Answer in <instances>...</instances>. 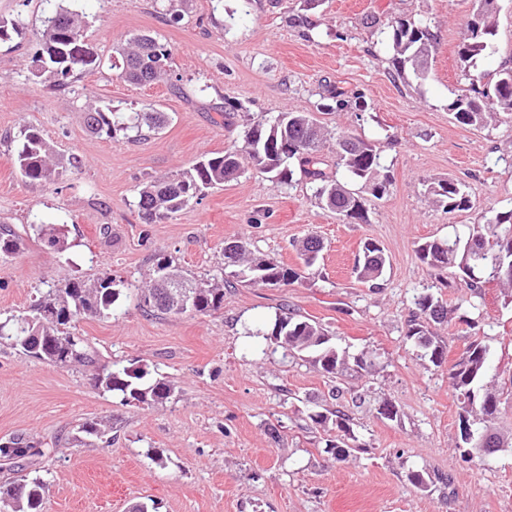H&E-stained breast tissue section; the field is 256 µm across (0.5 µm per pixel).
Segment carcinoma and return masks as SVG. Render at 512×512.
Here are the masks:
<instances>
[{
    "mask_svg": "<svg viewBox=\"0 0 512 512\" xmlns=\"http://www.w3.org/2000/svg\"><path fill=\"white\" fill-rule=\"evenodd\" d=\"M498 0H473L470 18L465 27L464 41L459 58L464 71L469 73L468 92L456 96L448 111L460 125L482 128L498 115L512 114V66L502 67L491 79L482 73L470 74L474 57L488 47V38L495 34ZM86 20L77 13L61 8L46 15L36 33L40 52L35 56L37 71L57 79L53 88L65 86L77 68L92 70L100 63L98 52L85 42ZM24 34L21 19L0 20V41L12 35ZM393 55L394 74L405 78L411 71L419 78L430 68L434 34L430 26L421 21L400 20L388 26ZM122 61L121 74L136 85H146L167 74L166 63L171 55L168 45L157 38L143 34L129 40L128 46L117 50ZM87 126L99 136L113 137L118 131L136 132L147 127L162 128L166 114L152 107L133 112L126 118L100 107H89L85 113ZM327 132L305 112H280L273 122L256 124L246 134L242 152L226 151L202 155L190 172L149 181L137 189V208L149 222L167 219L181 211L191 201L199 199L211 187L233 181L241 176L244 164L261 174H270L286 183L292 180L294 169L315 185V198L348 223L365 222L368 214L360 191L366 190L376 198L387 195L392 186L390 175L382 172L380 155L374 143L350 132H340L335 137V166L342 168L351 181L360 185L352 189L337 179L328 169L323 157ZM22 176L34 183H53L63 172L54 161V147L45 135L33 128L21 131V140L14 158ZM433 201L447 213L471 211L475 203L465 184L454 179H441L429 187ZM323 248L322 240L309 234L295 243L303 268L315 261L307 257L312 247ZM21 238L9 227L0 225V257H9L20 250ZM234 253L227 267L228 277L236 282L258 287L287 288L304 278L302 268L287 267L274 258L256 256L244 241L234 242ZM419 260L427 265L434 278L443 281L444 272L457 268L464 273L463 281L472 294L485 284L495 282L512 288V209L498 211L492 216L481 213L477 222L469 225L465 238L455 240H428L417 248ZM387 258L383 247L368 240L363 244L354 265L357 279L373 282L385 271ZM181 277V283L194 290L195 300L190 313L209 315L223 308L224 287L193 282L172 267L164 256H155L154 283L149 288L138 289L137 306L154 308L168 314L171 304L154 302L162 288L161 271ZM114 280L105 275L93 283L73 280L62 286H51L26 315L13 316L0 321V340L6 338L21 347L31 357L55 367L92 363L81 341L68 330V325L81 315L114 313L119 291L113 288ZM419 313L408 320L405 336L414 341L420 357L439 367L445 360L446 348L436 341L432 325L451 319L454 310L443 300L432 295L421 297ZM267 337L293 356L309 359L322 373L336 377L347 368L346 356L331 343L327 330L309 318L277 315ZM94 387L121 398L124 403L152 406L168 400L171 385L163 379L150 380L147 371L140 367H104L93 374ZM448 381L461 404L460 425L472 427L477 421L492 420L499 412L503 387L499 376L490 373L488 351L477 341L471 342L458 360L448 370ZM339 434L326 440L327 451L336 460L343 461L355 447V440L347 420L336 416ZM29 461L42 457L45 452L38 444L17 435L8 445L0 447V455ZM20 490L13 512H40L43 481L38 478L0 484V496Z\"/></svg>",
    "mask_w": 512,
    "mask_h": 512,
    "instance_id": "cac0c4a2",
    "label": "carcinoma"
}]
</instances>
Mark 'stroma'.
I'll return each instance as SVG.
<instances>
[{
	"label": "stroma",
	"instance_id": "stroma-1",
	"mask_svg": "<svg viewBox=\"0 0 512 512\" xmlns=\"http://www.w3.org/2000/svg\"><path fill=\"white\" fill-rule=\"evenodd\" d=\"M85 16L86 40L102 58L61 90L38 75L35 34L58 7ZM498 26L478 69L512 66V0H498ZM471 0H0V20L22 18L25 34L0 41V225L22 238L0 258V320L28 312L46 282H93L112 274L121 295L115 316H85L70 330L92 365L58 368L0 342V444L22 434L55 442L26 469L46 485L42 512H512V448L484 457L461 438L460 404L449 363L481 342L498 371L512 373V292L481 294L457 272L436 281L418 244L464 231L479 213L512 209V115L481 129L457 124L448 103L468 86L459 60ZM415 19L436 35L426 79L391 72L388 22ZM136 34L168 44V75L125 82L111 66L115 48ZM364 110L326 109L327 87ZM131 113L153 105L166 127L128 139L88 131V104ZM309 112L328 130L375 143L388 195L366 196L368 220L342 222L321 208L301 176L281 183L254 170L171 218L145 223L137 189L189 171L201 154L241 149L245 130L281 112ZM36 127L55 159L80 168L51 184L32 183L12 156L22 129ZM466 184L476 208L453 214L427 193L437 179ZM55 225L65 242L50 249L36 234ZM325 250L306 279L287 288L235 286L209 316L146 313L139 287L163 254L188 275L222 280L224 248L244 239L254 254L298 265L292 247L307 234ZM381 244L380 287L359 281L355 258ZM431 293L462 316L434 326L447 365L418 357L405 336L419 296ZM310 318L339 351L366 355L365 370L337 378L292 358L265 334L280 310ZM474 326H467L466 318ZM140 367L173 393L147 407L95 389V366ZM393 405L395 418L383 413ZM341 411L360 444L345 461L325 449L316 412ZM101 423L103 438L82 433ZM423 473L424 488L408 476Z\"/></svg>",
	"mask_w": 512,
	"mask_h": 512
}]
</instances>
